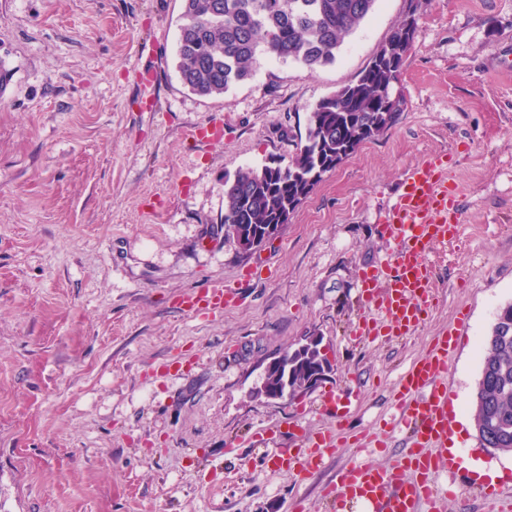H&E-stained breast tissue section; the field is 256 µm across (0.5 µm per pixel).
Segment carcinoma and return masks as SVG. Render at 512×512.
I'll use <instances>...</instances> for the list:
<instances>
[{"label": "carcinoma", "instance_id": "1", "mask_svg": "<svg viewBox=\"0 0 512 512\" xmlns=\"http://www.w3.org/2000/svg\"><path fill=\"white\" fill-rule=\"evenodd\" d=\"M177 69L183 85L204 97L221 96L249 81L262 58L309 69L336 62L345 40L374 10L376 0H182ZM418 0L359 78L311 110L305 138L288 164L276 158L224 179V237L262 238L286 224L302 200L364 143L395 125L394 88L404 70ZM328 363L319 351L288 354L280 374L264 375L270 391L288 380L289 398L311 387ZM480 446L512 453V302L500 307L482 342L473 399Z\"/></svg>", "mask_w": 512, "mask_h": 512}]
</instances>
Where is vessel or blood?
<instances>
[{"mask_svg": "<svg viewBox=\"0 0 512 512\" xmlns=\"http://www.w3.org/2000/svg\"><path fill=\"white\" fill-rule=\"evenodd\" d=\"M452 162V154L438 153L407 172L383 226L396 249L359 275L369 314L359 321L357 335L405 336L422 323L434 288L426 250L435 243L454 242L462 222L458 191L448 180ZM235 300V293L209 286L185 296L182 305L189 312L207 313ZM456 341L451 333L434 337L426 354L401 373L396 396L407 449L387 465L364 460L345 466L330 488L336 512H351L357 505L366 512H442L437 475L444 467L456 471L461 463L460 456L443 461L437 454L447 447L454 427L448 407V356ZM319 401L331 420L329 427L312 435L295 433V447L272 449L279 467L300 475L320 469L326 453L337 447L346 413L333 392L322 393Z\"/></svg>", "mask_w": 512, "mask_h": 512, "instance_id": "b4317fda", "label": "vessel or blood"}]
</instances>
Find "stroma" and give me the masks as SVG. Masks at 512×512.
Instances as JSON below:
<instances>
[{
	"mask_svg": "<svg viewBox=\"0 0 512 512\" xmlns=\"http://www.w3.org/2000/svg\"><path fill=\"white\" fill-rule=\"evenodd\" d=\"M406 11L377 0L334 64L264 59L202 97L177 69L182 0H0V512H331L325 490L356 435L381 437L376 463L404 452V433L384 431L397 380L459 319L449 403L470 419L481 340L512 301V0H422L396 124L263 247L240 252L220 229L225 178L289 160L311 108L358 78ZM215 124L222 136L197 146ZM445 151L462 223L427 251L430 314L400 339H354L357 275L393 248L380 225L408 169ZM221 285L239 296L223 311L177 303ZM313 333L326 378L257 396L267 363ZM172 362L183 373H164ZM327 390L349 408L318 471L297 478L246 444L327 426ZM460 442L501 471L496 512H512V454L481 448L471 426ZM471 467L446 512H486Z\"/></svg>",
	"mask_w": 512,
	"mask_h": 512,
	"instance_id": "1",
	"label": "stroma"
}]
</instances>
